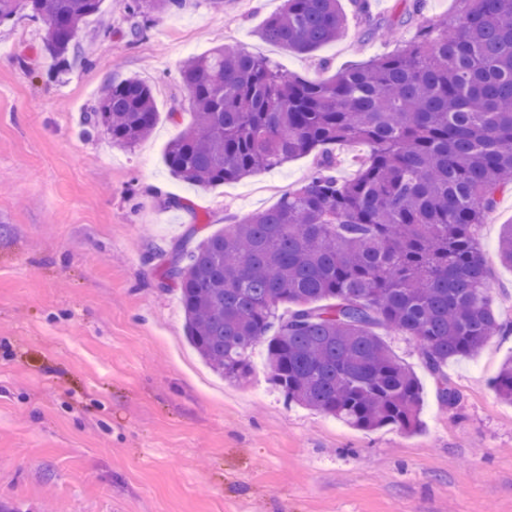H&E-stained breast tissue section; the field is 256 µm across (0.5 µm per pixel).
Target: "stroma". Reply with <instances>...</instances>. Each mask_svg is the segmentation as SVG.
I'll use <instances>...</instances> for the list:
<instances>
[{
  "label": "stroma",
  "mask_w": 512,
  "mask_h": 512,
  "mask_svg": "<svg viewBox=\"0 0 512 512\" xmlns=\"http://www.w3.org/2000/svg\"><path fill=\"white\" fill-rule=\"evenodd\" d=\"M403 38L452 19L453 0H367ZM281 0H191L127 34L123 0H104L82 62L56 76L40 22L0 23V503L18 512H512V404L492 388L512 333L445 369L444 403L411 340L388 337L423 387L422 427L350 429L287 402L268 381L266 347L236 385L187 337L168 256L304 183L315 155L200 188L165 150L191 121L182 62L224 43L319 80L392 51L350 18L314 55L259 36ZM155 93L158 124L131 149L83 117L113 78ZM183 200L173 208L169 197ZM512 190L480 233L494 305L512 319V269L496 246Z\"/></svg>",
  "instance_id": "35a3bbf8"
}]
</instances>
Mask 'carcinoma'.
I'll return each instance as SVG.
<instances>
[{
    "label": "carcinoma",
    "instance_id": "carcinoma-1",
    "mask_svg": "<svg viewBox=\"0 0 512 512\" xmlns=\"http://www.w3.org/2000/svg\"><path fill=\"white\" fill-rule=\"evenodd\" d=\"M189 0H128L129 34ZM103 0H0V22L44 23L54 72L80 59L79 36ZM452 21L420 28L391 52L311 81L231 46L182 67L192 121L166 150L181 181L215 187L306 154L319 168L273 207L178 250L166 270L194 347L227 381L246 382L265 341L269 381L288 401L351 429L422 423L420 383L379 331L412 339L439 383L504 328L479 228L512 188V0H454ZM342 0H283L260 36L301 53L336 42ZM158 117L153 88L110 80L87 129L135 147ZM359 142L356 176L333 174V147ZM499 262L512 267V224ZM287 306L288 312L280 311ZM512 402V359L493 381Z\"/></svg>",
    "mask_w": 512,
    "mask_h": 512
}]
</instances>
